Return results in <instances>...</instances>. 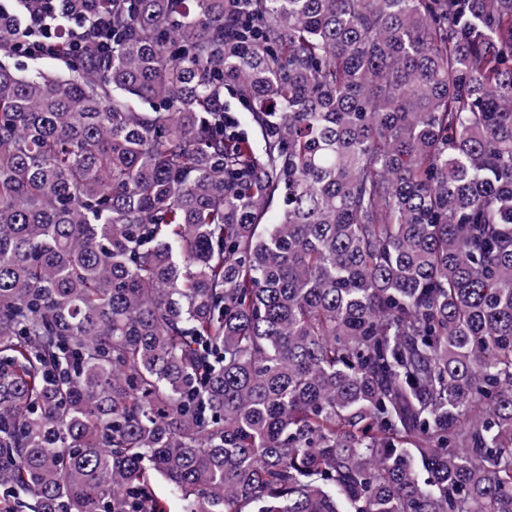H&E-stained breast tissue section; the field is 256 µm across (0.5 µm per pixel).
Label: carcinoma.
Segmentation results:
<instances>
[{
  "mask_svg": "<svg viewBox=\"0 0 512 512\" xmlns=\"http://www.w3.org/2000/svg\"><path fill=\"white\" fill-rule=\"evenodd\" d=\"M158 480L512 512V0H0V512ZM224 107L226 110L232 112V115L238 119L240 128L248 132L254 149L256 151L260 150L263 144V139L259 131L252 127L249 112H246L227 92L224 94Z\"/></svg>",
  "mask_w": 512,
  "mask_h": 512,
  "instance_id": "cac0c4a2",
  "label": "carcinoma"
}]
</instances>
